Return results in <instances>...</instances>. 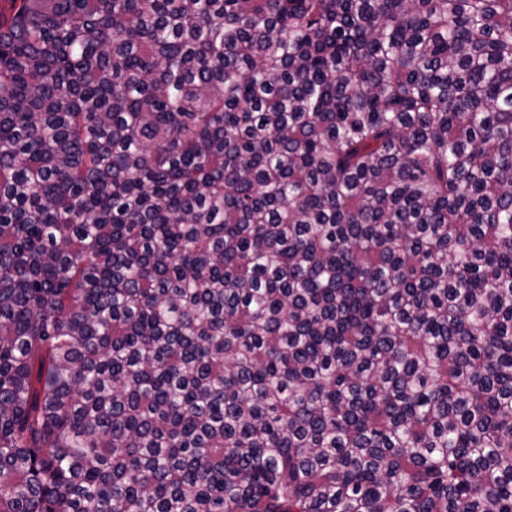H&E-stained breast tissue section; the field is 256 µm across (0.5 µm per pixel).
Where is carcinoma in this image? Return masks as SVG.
Masks as SVG:
<instances>
[{
    "label": "carcinoma",
    "instance_id": "obj_1",
    "mask_svg": "<svg viewBox=\"0 0 512 512\" xmlns=\"http://www.w3.org/2000/svg\"><path fill=\"white\" fill-rule=\"evenodd\" d=\"M0 512H512V0H0Z\"/></svg>",
    "mask_w": 512,
    "mask_h": 512
}]
</instances>
